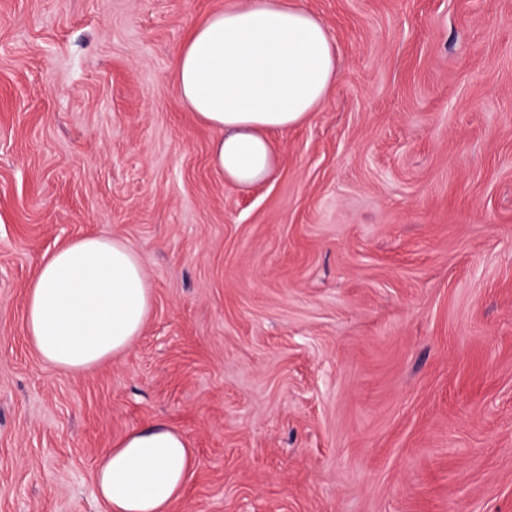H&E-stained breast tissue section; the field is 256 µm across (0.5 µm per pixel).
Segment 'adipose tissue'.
I'll return each instance as SVG.
<instances>
[{
  "label": "adipose tissue",
  "instance_id": "1",
  "mask_svg": "<svg viewBox=\"0 0 512 512\" xmlns=\"http://www.w3.org/2000/svg\"><path fill=\"white\" fill-rule=\"evenodd\" d=\"M338 76L331 37L300 0H234L204 18L174 61L180 97L216 133L213 165L240 187L272 175L270 134L306 121ZM152 308L140 254L122 239L86 235L42 256L24 324L44 361L76 375L126 352ZM194 467L187 437L155 421L100 456L97 494L106 512H171Z\"/></svg>",
  "mask_w": 512,
  "mask_h": 512
}]
</instances>
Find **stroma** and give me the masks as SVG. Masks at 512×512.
I'll use <instances>...</instances> for the list:
<instances>
[{"instance_id":"obj_1","label":"stroma","mask_w":512,"mask_h":512,"mask_svg":"<svg viewBox=\"0 0 512 512\" xmlns=\"http://www.w3.org/2000/svg\"><path fill=\"white\" fill-rule=\"evenodd\" d=\"M225 0H0V512H104L163 420L172 512H512V0H304L340 78L226 182L176 50ZM129 242L154 308L78 375L25 331L40 257ZM194 467L187 437L155 421L129 430L100 456L97 494L107 512H171Z\"/></svg>"}]
</instances>
